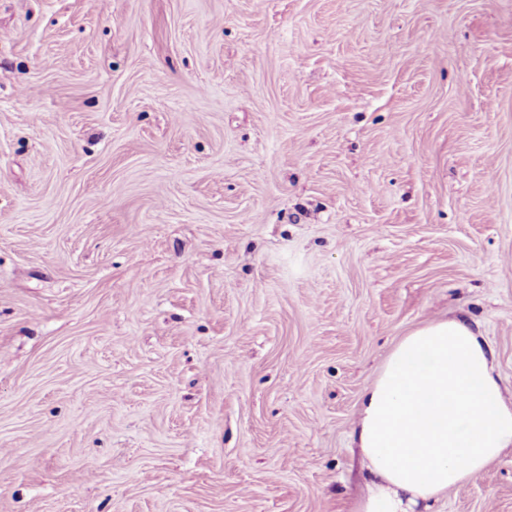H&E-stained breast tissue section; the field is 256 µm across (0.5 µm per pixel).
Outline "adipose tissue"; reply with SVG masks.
<instances>
[{"mask_svg":"<svg viewBox=\"0 0 512 512\" xmlns=\"http://www.w3.org/2000/svg\"><path fill=\"white\" fill-rule=\"evenodd\" d=\"M370 475L358 512H414L512 448L492 353L459 319L420 327L364 391L354 427Z\"/></svg>","mask_w":512,"mask_h":512,"instance_id":"1","label":"adipose tissue"}]
</instances>
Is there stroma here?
I'll list each match as a JSON object with an SVG mask.
<instances>
[{"label":"stroma","mask_w":512,"mask_h":512,"mask_svg":"<svg viewBox=\"0 0 512 512\" xmlns=\"http://www.w3.org/2000/svg\"><path fill=\"white\" fill-rule=\"evenodd\" d=\"M450 317L511 400L512 0H0V512H356Z\"/></svg>","instance_id":"stroma-1"}]
</instances>
